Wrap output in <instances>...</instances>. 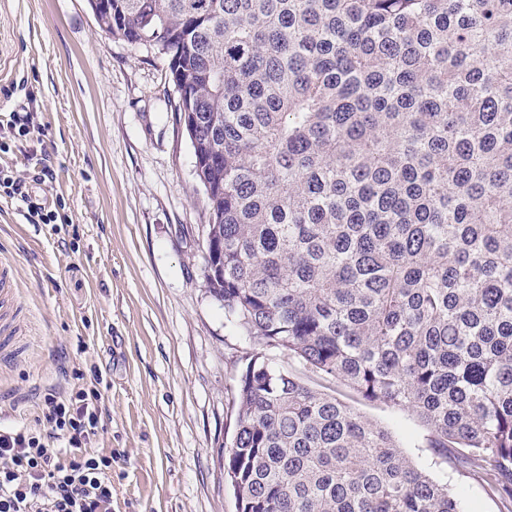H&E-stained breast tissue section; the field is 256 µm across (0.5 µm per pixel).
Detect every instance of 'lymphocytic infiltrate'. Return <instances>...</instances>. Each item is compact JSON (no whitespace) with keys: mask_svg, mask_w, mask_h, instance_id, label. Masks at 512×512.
Masks as SVG:
<instances>
[{"mask_svg":"<svg viewBox=\"0 0 512 512\" xmlns=\"http://www.w3.org/2000/svg\"><path fill=\"white\" fill-rule=\"evenodd\" d=\"M53 180L40 161L27 177L0 174V189L25 204L28 223L53 224L56 214L30 194ZM101 400L95 389L50 392L33 424H0V512H112V458L93 449Z\"/></svg>","mask_w":512,"mask_h":512,"instance_id":"lymphocytic-infiltrate-1","label":"lymphocytic infiltrate"}]
</instances>
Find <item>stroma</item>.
Listing matches in <instances>:
<instances>
[{
	"mask_svg": "<svg viewBox=\"0 0 512 512\" xmlns=\"http://www.w3.org/2000/svg\"><path fill=\"white\" fill-rule=\"evenodd\" d=\"M164 61L112 39L87 0H0V114L35 112L30 152L56 181L37 194L64 224H30L0 192V260L33 317L24 355L0 362V414L31 422L74 373L103 381L98 451L112 455V512H236L224 480L233 378L255 346L206 294L208 222ZM461 512H501L473 478L436 464L408 412L354 401Z\"/></svg>",
	"mask_w": 512,
	"mask_h": 512,
	"instance_id": "1",
	"label": "stroma"
}]
</instances>
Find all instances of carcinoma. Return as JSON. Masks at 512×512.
Segmentation results:
<instances>
[{
    "mask_svg": "<svg viewBox=\"0 0 512 512\" xmlns=\"http://www.w3.org/2000/svg\"><path fill=\"white\" fill-rule=\"evenodd\" d=\"M101 32L192 111L211 275L260 351L233 387L238 512H461L411 413L512 512V0H111ZM348 402L366 418L389 428L398 437L402 449L414 463L437 480L447 483L448 489L459 495L462 512H501L498 498L489 494L481 484L465 477L448 465L435 464L428 448H421L425 429L406 411L388 407L380 402H365L347 396Z\"/></svg>",
    "mask_w": 512,
    "mask_h": 512,
    "instance_id": "cac0c4a2",
    "label": "carcinoma"
}]
</instances>
